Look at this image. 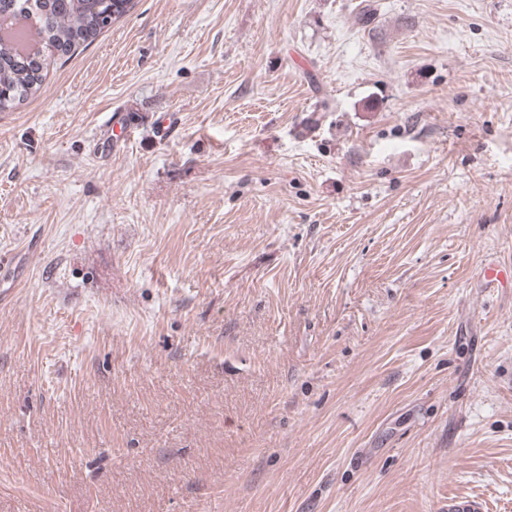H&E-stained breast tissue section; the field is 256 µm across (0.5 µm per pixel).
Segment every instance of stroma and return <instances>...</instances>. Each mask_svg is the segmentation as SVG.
Instances as JSON below:
<instances>
[{
  "instance_id": "1",
  "label": "stroma",
  "mask_w": 512,
  "mask_h": 512,
  "mask_svg": "<svg viewBox=\"0 0 512 512\" xmlns=\"http://www.w3.org/2000/svg\"><path fill=\"white\" fill-rule=\"evenodd\" d=\"M491 259L512 0H136L0 112V512H512Z\"/></svg>"
}]
</instances>
